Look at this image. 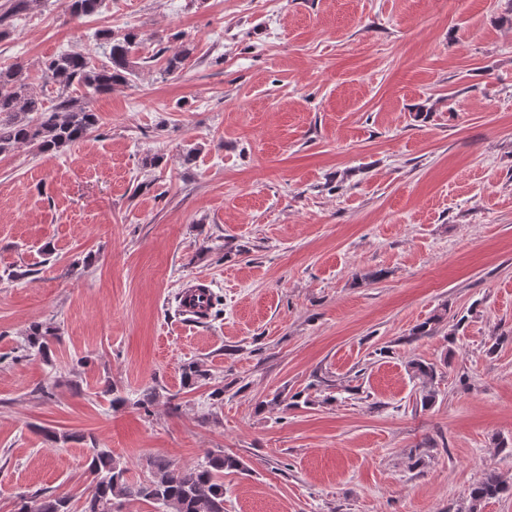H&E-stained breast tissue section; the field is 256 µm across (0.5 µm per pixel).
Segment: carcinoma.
Segmentation results:
<instances>
[{"instance_id": "obj_1", "label": "carcinoma", "mask_w": 512, "mask_h": 512, "mask_svg": "<svg viewBox=\"0 0 512 512\" xmlns=\"http://www.w3.org/2000/svg\"><path fill=\"white\" fill-rule=\"evenodd\" d=\"M100 4L101 0H69L68 10L73 19L80 20L95 13ZM101 37L110 47L108 62L96 66L86 53L64 52L46 61V76L62 90L75 83L83 86L89 97L128 83L135 64L133 55L139 45L138 34L133 28L122 33L104 30ZM189 57L187 47L172 50L165 46L142 58L141 64L149 66L162 59L164 66L160 73L170 76L184 69ZM98 122V115L89 103L63 93L56 104L46 106L24 67L0 69V152L20 144L35 145L43 152L58 151L85 138ZM56 336L57 328L50 323L32 325L28 347L21 349L15 359H27L35 353L47 357ZM409 370L421 384V406H431L436 399L437 366L416 359L410 361ZM147 467L150 476L134 480L127 476V468L111 449L90 448L86 470L89 493L81 512H118L116 506L126 500L148 502L162 512H224V472L245 470L239 457L222 450L208 453L206 460L195 466L153 458ZM504 495H512V482L495 471L487 472L468 489L465 512H478L483 502ZM19 512L73 510L71 499L66 496L35 492L23 497Z\"/></svg>"}]
</instances>
